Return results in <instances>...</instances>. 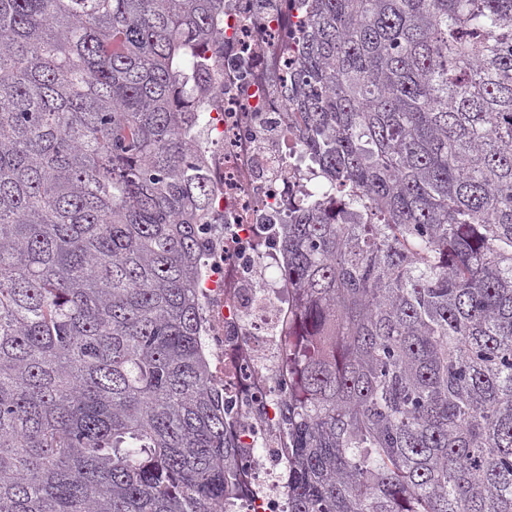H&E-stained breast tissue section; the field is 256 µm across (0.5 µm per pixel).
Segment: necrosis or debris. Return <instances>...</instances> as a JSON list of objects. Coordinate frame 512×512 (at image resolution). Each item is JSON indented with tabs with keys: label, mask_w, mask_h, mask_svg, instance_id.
Returning <instances> with one entry per match:
<instances>
[{
	"label": "necrosis or debris",
	"mask_w": 512,
	"mask_h": 512,
	"mask_svg": "<svg viewBox=\"0 0 512 512\" xmlns=\"http://www.w3.org/2000/svg\"><path fill=\"white\" fill-rule=\"evenodd\" d=\"M306 13L300 0H224L218 105L199 145L214 196L204 301L217 384L241 443L236 512H284L288 395L282 347L291 306L274 270L288 204L317 180L290 133L288 77L298 65Z\"/></svg>",
	"instance_id": "obj_1"
}]
</instances>
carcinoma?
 Wrapping results in <instances>:
<instances>
[{"instance_id": "1", "label": "carcinoma", "mask_w": 512, "mask_h": 512, "mask_svg": "<svg viewBox=\"0 0 512 512\" xmlns=\"http://www.w3.org/2000/svg\"><path fill=\"white\" fill-rule=\"evenodd\" d=\"M288 512H512V0H302ZM224 0H0V512H233L196 143Z\"/></svg>"}]
</instances>
